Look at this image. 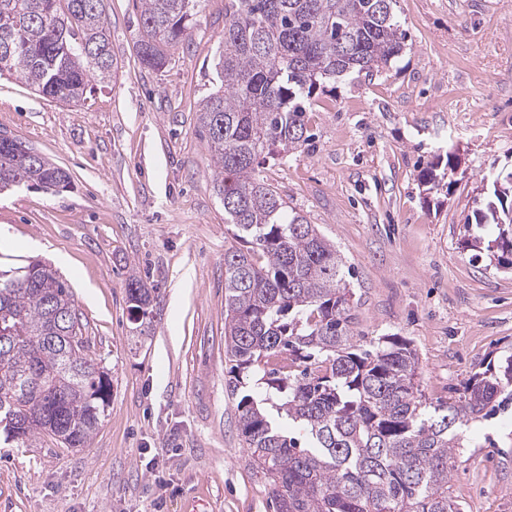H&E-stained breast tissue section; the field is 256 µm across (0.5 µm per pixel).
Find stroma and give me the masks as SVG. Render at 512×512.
<instances>
[{
	"label": "stroma",
	"instance_id": "obj_1",
	"mask_svg": "<svg viewBox=\"0 0 512 512\" xmlns=\"http://www.w3.org/2000/svg\"><path fill=\"white\" fill-rule=\"evenodd\" d=\"M403 51L384 70L328 84L308 107L310 144L262 166L280 195L335 242L358 332L401 336L432 400L512 354V269L473 257L467 220L512 173V0H398ZM115 72L85 101L50 102L0 78V133L64 168L69 189L0 195V250L50 262L71 284L112 378L87 447L0 446V512H274L225 387L224 222L198 124L224 35L206 0L162 69L138 60L134 0H103ZM453 154L448 191L421 170ZM158 299L135 320L126 276ZM448 492L466 512H512V406L475 422Z\"/></svg>",
	"mask_w": 512,
	"mask_h": 512
}]
</instances>
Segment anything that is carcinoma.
<instances>
[{"instance_id": "carcinoma-1", "label": "carcinoma", "mask_w": 512, "mask_h": 512, "mask_svg": "<svg viewBox=\"0 0 512 512\" xmlns=\"http://www.w3.org/2000/svg\"><path fill=\"white\" fill-rule=\"evenodd\" d=\"M139 60L163 68L197 23L204 0H135ZM101 0H0V76L39 97L83 101L111 81L114 59ZM397 0H224L220 88L198 121L239 246L224 252L226 386L240 396L238 429L275 512H463L448 495L462 428L512 400V355L472 376L463 396L418 394L419 357L401 336L356 330L349 272L336 246L274 190L260 167L273 148L309 141L316 89L382 70L406 34ZM454 170L432 163L430 188ZM69 174L20 138L0 142V191H57ZM512 185L474 212L498 229L486 250L512 268ZM130 310L149 313L157 289L131 270ZM71 284L32 260L0 266V438L45 435L84 448L110 406L112 380L88 354Z\"/></svg>"}]
</instances>
